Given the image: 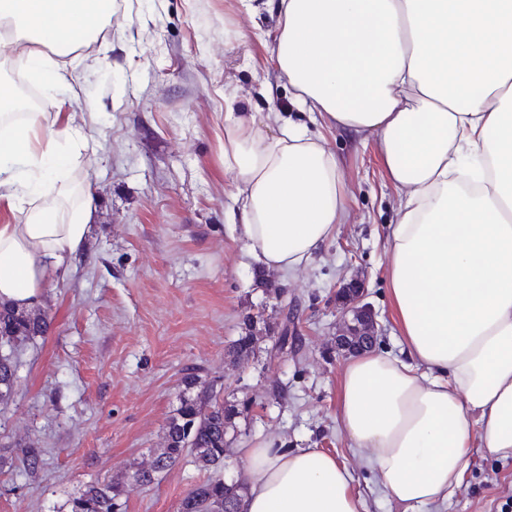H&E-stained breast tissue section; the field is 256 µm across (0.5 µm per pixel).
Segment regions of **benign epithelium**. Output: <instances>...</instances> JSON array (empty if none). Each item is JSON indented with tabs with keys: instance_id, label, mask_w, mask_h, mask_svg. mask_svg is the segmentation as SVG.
Wrapping results in <instances>:
<instances>
[{
	"instance_id": "obj_1",
	"label": "benign epithelium",
	"mask_w": 512,
	"mask_h": 512,
	"mask_svg": "<svg viewBox=\"0 0 512 512\" xmlns=\"http://www.w3.org/2000/svg\"><path fill=\"white\" fill-rule=\"evenodd\" d=\"M364 283L351 279L339 285L336 301L341 309V326L336 332V351L351 355L372 347L380 336L376 313L365 303Z\"/></svg>"
}]
</instances>
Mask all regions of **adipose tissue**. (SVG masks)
Listing matches in <instances>:
<instances>
[{
	"label": "adipose tissue",
	"mask_w": 512,
	"mask_h": 512,
	"mask_svg": "<svg viewBox=\"0 0 512 512\" xmlns=\"http://www.w3.org/2000/svg\"><path fill=\"white\" fill-rule=\"evenodd\" d=\"M112 0H0V42L32 77L71 84L56 57L112 18ZM278 77L329 127L373 134L398 189L387 275L405 357L344 366L337 419L402 512L447 502L473 447L512 459V0H268ZM54 100L0 119V304L38 310L85 251L94 194L58 198L83 129ZM229 221L268 271L306 265L346 218L322 137L287 113L224 115ZM242 512H363L332 454L267 439L243 449Z\"/></svg>",
	"instance_id": "obj_1"
}]
</instances>
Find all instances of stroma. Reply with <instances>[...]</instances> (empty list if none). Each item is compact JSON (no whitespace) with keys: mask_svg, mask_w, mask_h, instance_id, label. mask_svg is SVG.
I'll list each match as a JSON object with an SVG mask.
<instances>
[{"mask_svg":"<svg viewBox=\"0 0 512 512\" xmlns=\"http://www.w3.org/2000/svg\"><path fill=\"white\" fill-rule=\"evenodd\" d=\"M265 0H112V25L75 39L74 92H59L91 137L71 185L98 194L86 255L47 289L44 335L19 353V381L0 402V448H43L36 479L0 465V512H69L85 484L119 480L125 512H176L204 473L191 454L154 484L132 478L165 446L182 379L196 369L250 408L228 431L226 476L241 449L275 439L347 463L366 512H401L349 449L336 415L346 359L333 348L336 286L361 277L381 326L376 348L403 344L388 292L387 227L397 190L375 138L312 122L272 67L277 18ZM288 113L341 161L348 216L307 266L258 280L227 222L224 112ZM258 354L225 352L246 329ZM288 331L296 341L278 350ZM423 512H512V462L471 451L455 494Z\"/></svg>","mask_w":512,"mask_h":512,"instance_id":"35a3bbf8","label":"stroma"}]
</instances>
